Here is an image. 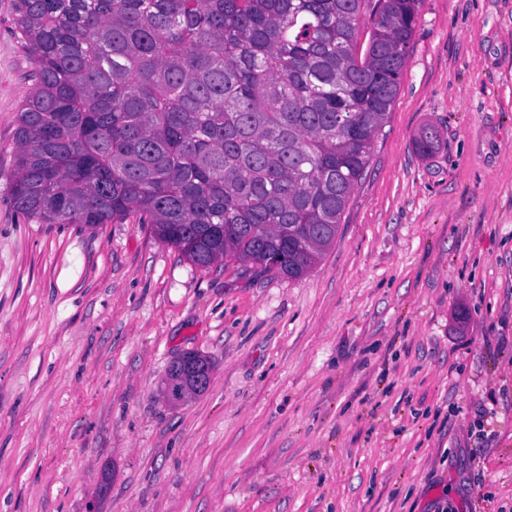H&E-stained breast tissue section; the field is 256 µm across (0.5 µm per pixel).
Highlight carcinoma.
I'll return each mask as SVG.
<instances>
[{
  "instance_id": "obj_1",
  "label": "carcinoma",
  "mask_w": 512,
  "mask_h": 512,
  "mask_svg": "<svg viewBox=\"0 0 512 512\" xmlns=\"http://www.w3.org/2000/svg\"><path fill=\"white\" fill-rule=\"evenodd\" d=\"M366 2L14 0L34 61L16 209L41 224L134 216L197 266L305 275L366 176L422 4L375 0L357 57ZM437 140L425 127L415 148Z\"/></svg>"
}]
</instances>
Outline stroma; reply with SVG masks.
<instances>
[{
    "label": "stroma",
    "mask_w": 512,
    "mask_h": 512,
    "mask_svg": "<svg viewBox=\"0 0 512 512\" xmlns=\"http://www.w3.org/2000/svg\"><path fill=\"white\" fill-rule=\"evenodd\" d=\"M0 0V512H512V0H423L333 245L291 280L14 206ZM434 128L422 155L414 139ZM210 359L170 402L171 360Z\"/></svg>",
    "instance_id": "35a3bbf8"
}]
</instances>
